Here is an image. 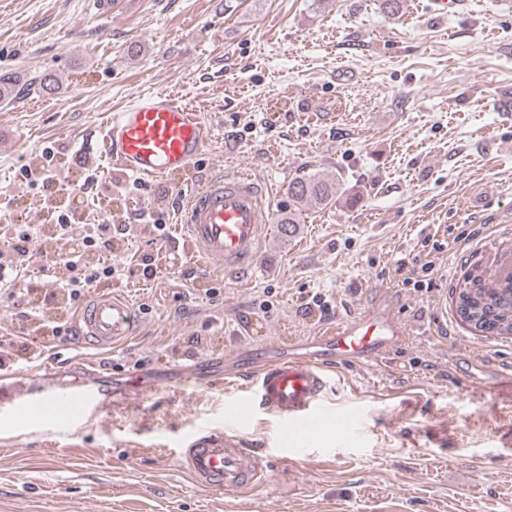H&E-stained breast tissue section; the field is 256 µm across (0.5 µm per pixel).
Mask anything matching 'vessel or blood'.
<instances>
[{
    "label": "vessel or blood",
    "instance_id": "1",
    "mask_svg": "<svg viewBox=\"0 0 512 512\" xmlns=\"http://www.w3.org/2000/svg\"><path fill=\"white\" fill-rule=\"evenodd\" d=\"M208 137L201 112L156 91L116 112L103 141L114 174L156 180L187 172L204 152ZM271 217L258 183L239 174H220L189 188L186 242L206 268L239 277L253 261ZM135 325L131 301L109 290L95 293L75 321L78 340L101 349L127 343ZM403 336L395 312L377 303L296 345L288 355L261 357L242 370L224 369L212 383L232 384L239 394L238 408L224 427L202 425L180 441L174 450L177 465L207 491L236 493L256 487L264 480L272 456L267 449L249 448L238 432L239 423L258 410L273 417L281 433H301L307 444L330 417L337 431L357 429L362 420L357 410L338 412L329 402L328 371L334 366L382 362ZM26 376L22 383L14 373L0 372V417H23L26 435L53 438L59 447L75 435L79 423L99 419L120 394L139 389L134 378L119 393L89 386L79 377L43 388L35 385L34 371Z\"/></svg>",
    "mask_w": 512,
    "mask_h": 512
}]
</instances>
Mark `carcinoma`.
I'll return each mask as SVG.
<instances>
[{
  "instance_id": "carcinoma-1",
  "label": "carcinoma",
  "mask_w": 512,
  "mask_h": 512,
  "mask_svg": "<svg viewBox=\"0 0 512 512\" xmlns=\"http://www.w3.org/2000/svg\"><path fill=\"white\" fill-rule=\"evenodd\" d=\"M340 189L339 178L319 170L293 178L288 184V208L277 219L281 233L286 236L293 234L308 207L335 204ZM461 287L469 290V305L480 314L478 330L497 336H512V274L500 278L476 269Z\"/></svg>"
}]
</instances>
